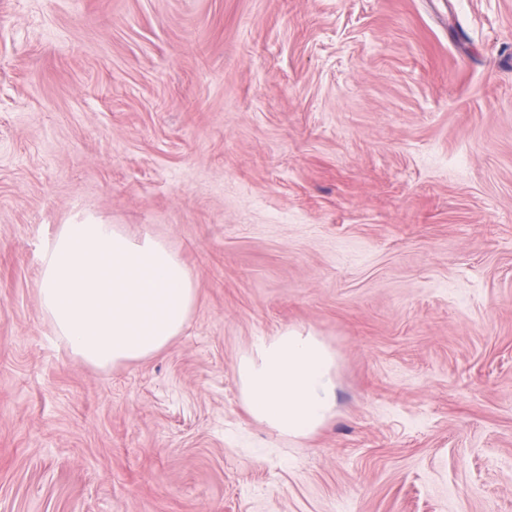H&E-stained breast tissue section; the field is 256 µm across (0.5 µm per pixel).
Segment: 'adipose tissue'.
Masks as SVG:
<instances>
[{
  "label": "adipose tissue",
  "mask_w": 512,
  "mask_h": 512,
  "mask_svg": "<svg viewBox=\"0 0 512 512\" xmlns=\"http://www.w3.org/2000/svg\"><path fill=\"white\" fill-rule=\"evenodd\" d=\"M40 303L54 335L105 368L163 350L195 302L178 254L146 235L134 240L90 218L61 225L40 255ZM336 354L319 336L287 329L258 339L236 369L254 420L291 439L315 434L336 413Z\"/></svg>",
  "instance_id": "obj_1"
}]
</instances>
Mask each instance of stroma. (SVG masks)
Segmentation results:
<instances>
[{
    "instance_id": "35a3bbf8",
    "label": "stroma",
    "mask_w": 512,
    "mask_h": 512,
    "mask_svg": "<svg viewBox=\"0 0 512 512\" xmlns=\"http://www.w3.org/2000/svg\"><path fill=\"white\" fill-rule=\"evenodd\" d=\"M79 216L184 261L159 353L54 345ZM289 328L302 441L236 375ZM0 512H512V0H0ZM336 354L320 336L287 329L258 339L236 369L243 403L278 436L303 439L336 414Z\"/></svg>"
}]
</instances>
